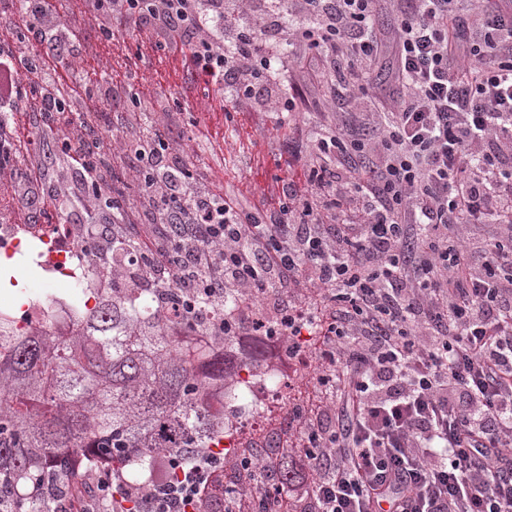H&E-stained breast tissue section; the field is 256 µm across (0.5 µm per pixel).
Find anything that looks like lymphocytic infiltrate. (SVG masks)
<instances>
[{"instance_id": "obj_1", "label": "lymphocytic infiltrate", "mask_w": 512, "mask_h": 512, "mask_svg": "<svg viewBox=\"0 0 512 512\" xmlns=\"http://www.w3.org/2000/svg\"><path fill=\"white\" fill-rule=\"evenodd\" d=\"M26 35L0 29V139L26 167L0 169L27 189L19 219L49 224L101 219L96 164L110 155L119 227L136 241L140 272L184 302L271 294L254 323L224 315L232 335H310L289 355L315 363L321 400L288 415L300 448L293 495L269 478L276 463L235 466L254 492L247 512H512V0L462 9L460 0H389L397 17L392 81L398 107L380 132L346 119L326 126L287 166L272 194L225 191L209 166L189 168L184 131L129 111L120 139L109 113L81 122L65 96L73 38L51 0H31ZM106 40L134 22L149 51L176 49L190 84L213 93L206 128L251 139L259 112L277 115L281 139L297 132L305 100L281 71L310 55L344 65L336 98L358 110L383 42L379 0H84ZM79 176L44 187L57 157ZM153 173L127 198L128 178ZM476 224L497 225L476 245ZM176 477L136 486L105 476L78 512H105L121 494L141 512H189L229 499L222 456L176 460Z\"/></svg>"}]
</instances>
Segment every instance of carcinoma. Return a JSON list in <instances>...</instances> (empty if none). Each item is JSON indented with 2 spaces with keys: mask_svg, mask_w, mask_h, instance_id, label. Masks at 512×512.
<instances>
[{
  "mask_svg": "<svg viewBox=\"0 0 512 512\" xmlns=\"http://www.w3.org/2000/svg\"><path fill=\"white\" fill-rule=\"evenodd\" d=\"M111 245L103 265L135 252L127 238ZM134 293L112 289L92 318L75 312L66 333L26 335L0 314V376L26 389L24 398L0 397V503L11 512H48L52 498L67 497L74 453L140 483L159 448L187 457L223 442L224 421L203 392L224 378V351L189 334L210 330L219 314L201 301L189 324L164 313L173 292L155 288L148 303ZM293 471L287 456L273 483L286 487Z\"/></svg>",
  "mask_w": 512,
  "mask_h": 512,
  "instance_id": "cac0c4a2",
  "label": "carcinoma"
}]
</instances>
